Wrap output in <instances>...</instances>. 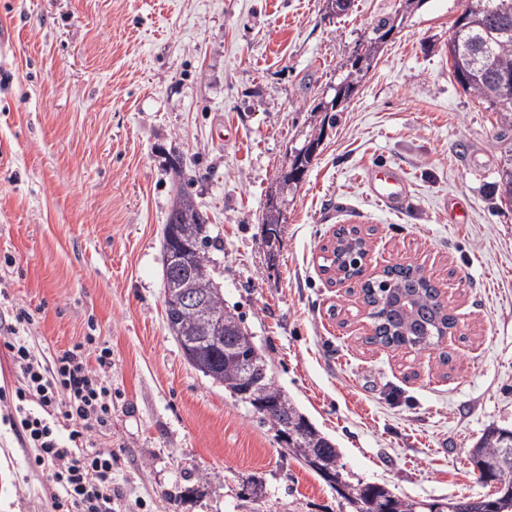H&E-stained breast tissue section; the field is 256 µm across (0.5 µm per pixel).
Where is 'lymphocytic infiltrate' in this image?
I'll use <instances>...</instances> for the list:
<instances>
[{
  "label": "lymphocytic infiltrate",
  "instance_id": "obj_1",
  "mask_svg": "<svg viewBox=\"0 0 512 512\" xmlns=\"http://www.w3.org/2000/svg\"><path fill=\"white\" fill-rule=\"evenodd\" d=\"M31 321L23 308L0 315V344L22 374L14 393L0 388L7 420L48 469L52 512H112V456L94 442L112 416V388L102 379L112 352L93 355L78 344L43 363L26 336Z\"/></svg>",
  "mask_w": 512,
  "mask_h": 512
}]
</instances>
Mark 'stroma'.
I'll list each match as a JSON object with an SVG mask.
<instances>
[{
    "instance_id": "stroma-1",
    "label": "stroma",
    "mask_w": 512,
    "mask_h": 512,
    "mask_svg": "<svg viewBox=\"0 0 512 512\" xmlns=\"http://www.w3.org/2000/svg\"><path fill=\"white\" fill-rule=\"evenodd\" d=\"M402 4L331 18L325 0H0V290L31 313L43 358L89 336L111 349L97 440L114 512H348L171 335L162 228L180 190L209 217L225 306L345 471L416 501L493 493L471 449L512 426V209L494 195L496 115L448 60L466 0H422L335 125L315 110ZM313 138L306 175L282 187ZM379 166L404 170L403 210L371 199ZM343 226L366 233L369 272L417 265L441 289L456 325L437 347L366 343L359 284L322 269ZM35 455L0 421V512H51Z\"/></svg>"
}]
</instances>
